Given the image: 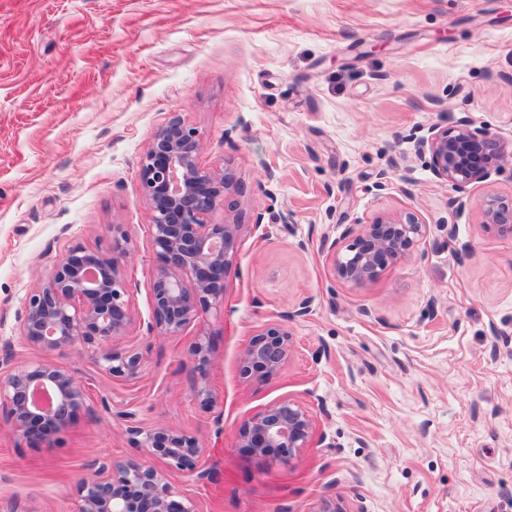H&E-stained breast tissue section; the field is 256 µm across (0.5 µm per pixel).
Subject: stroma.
<instances>
[{
	"mask_svg": "<svg viewBox=\"0 0 512 512\" xmlns=\"http://www.w3.org/2000/svg\"><path fill=\"white\" fill-rule=\"evenodd\" d=\"M175 114L200 166L241 183L242 230L223 307L164 336L147 328L139 162ZM463 124L512 143V0H0V342L10 368L59 366L87 390L47 444L0 413V512H74L93 461L149 463L123 409L202 442L215 481L168 475L200 512H512V235L483 216L512 200V156L459 196L417 148ZM410 213L426 233L405 258L365 285L334 276L324 241ZM113 224L133 290L113 347L140 352L133 380L17 339L53 249L108 251ZM282 323L280 372L244 378L251 338ZM286 398L314 420L305 448L285 465L241 448L242 422ZM193 355L197 357V366L200 378H206V366L208 364V345L202 338H198L193 345L192 348ZM195 396L200 401L201 405L208 406L211 405L214 399V396L207 384V380H201V385L197 387L195 390Z\"/></svg>",
	"mask_w": 512,
	"mask_h": 512,
	"instance_id": "35a3bbf8",
	"label": "stroma"
}]
</instances>
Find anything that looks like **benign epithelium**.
<instances>
[{"instance_id": "1", "label": "benign epithelium", "mask_w": 512, "mask_h": 512, "mask_svg": "<svg viewBox=\"0 0 512 512\" xmlns=\"http://www.w3.org/2000/svg\"><path fill=\"white\" fill-rule=\"evenodd\" d=\"M199 132L175 115L152 136L140 159L143 198L151 211V244L157 264L152 274V321L165 336H179L201 310L224 303L225 277L238 249L241 224L224 219L209 224L207 216L226 204L235 182L226 171L204 169L198 156ZM418 149L431 157L434 175L457 192L483 183L497 170L505 144L488 133L461 125L432 129ZM485 225L512 233V201L496 196L486 201ZM425 225L410 213L405 218H378L363 225L343 252L333 254L337 277L353 285L373 281L390 263L404 257L423 236ZM129 236L125 225L111 229V251L82 245L63 248L51 274L24 299L19 338L46 350L77 344L91 349L96 362L114 377L134 379L142 356L118 353L109 346L132 324L130 293L123 271ZM290 350L288 327L277 324L254 336L243 351L241 374H277ZM193 355L201 385L195 396L212 404L207 384L208 345L199 338ZM85 392L69 371L35 364L0 372V408L16 431L31 442H46L63 431L84 406ZM140 447L165 461L171 470L189 471L194 480H210L208 470H195L200 441L189 434L156 425L146 429L130 411L117 413ZM313 421L306 409L283 399L245 420L238 430L239 447L257 456L287 462L306 447ZM93 474L76 483L75 512H199L194 500L176 489L165 472L131 460L96 461Z\"/></svg>"}]
</instances>
